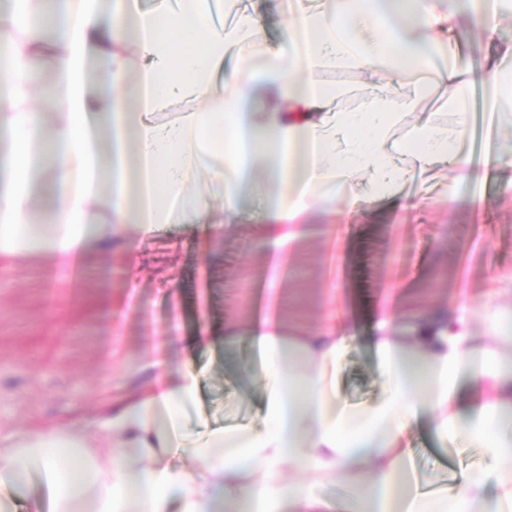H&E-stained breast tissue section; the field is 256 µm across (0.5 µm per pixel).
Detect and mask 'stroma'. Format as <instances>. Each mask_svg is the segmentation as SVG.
I'll use <instances>...</instances> for the list:
<instances>
[{
	"label": "stroma",
	"mask_w": 512,
	"mask_h": 512,
	"mask_svg": "<svg viewBox=\"0 0 512 512\" xmlns=\"http://www.w3.org/2000/svg\"><path fill=\"white\" fill-rule=\"evenodd\" d=\"M461 54L483 62L512 44V17L487 39L469 17L458 20ZM320 79L348 87L343 108L357 109L372 84L329 64ZM512 167L486 181L457 179L430 168L396 198H368L352 222L340 212L314 213L302 242L281 271L286 301L269 304L273 254L258 248L252 221L225 225L206 238L193 224H170L142 237L134 227L84 251L61 275L50 256L31 249L0 253V436L53 423L95 431L114 406L145 392L151 355L171 367L191 363L205 373L199 419L211 427L260 423L261 388L230 369L240 349L199 345L200 329L215 335L272 313L297 332L329 309L348 314L356 339L336 377L341 399L361 406L385 386L368 341L374 314L392 310L409 326L417 313L436 319L453 302L491 301L512 316ZM135 242L126 253L123 238ZM456 252H449V243ZM408 445L409 469L451 489L462 471L491 467L482 449L449 446L428 419Z\"/></svg>",
	"instance_id": "35a3bbf8"
}]
</instances>
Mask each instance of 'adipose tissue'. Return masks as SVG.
<instances>
[{"label":"adipose tissue","mask_w":512,"mask_h":512,"mask_svg":"<svg viewBox=\"0 0 512 512\" xmlns=\"http://www.w3.org/2000/svg\"><path fill=\"white\" fill-rule=\"evenodd\" d=\"M32 0H13L0 19V43L12 53L0 69V130L9 138L0 173V252L34 247L57 267H74L93 242L134 225L144 235L182 221L220 233L242 219L241 198L258 191L251 173L265 162L269 186L260 194L259 243L285 255L297 222L342 203L345 217L363 196L396 195L432 165L461 178L477 176L461 150L476 86L512 108V78L498 63L460 56L459 15L494 35L512 0L486 13L470 0H324L309 9L295 0L283 49L262 36L261 17L242 0H223L226 24L211 20L212 0H174L171 8L136 11L114 0H63L60 11L33 15ZM236 63L224 68L225 57ZM40 60L65 82L44 124L31 104L26 66ZM99 66L95 85L87 61ZM375 78L373 93L354 111L338 106L342 88L317 77L324 62ZM434 74L440 101L457 119L432 122L422 78ZM177 97L201 107L172 126L154 124ZM417 123L408 141L386 130L398 111ZM224 184L219 216L208 199L188 197L197 158ZM46 175L59 193L53 223L33 224L31 184ZM106 207V223L98 209ZM481 316L475 334L470 316ZM353 338L343 315L329 314L301 336L273 318L228 330L254 357L261 382V425L213 428L192 442L193 467L176 446L196 413L200 375L171 371L156 360L148 391L121 404L91 434L64 425L6 437L0 486L23 484L35 471L51 486L52 512H512V320L489 304L460 308L441 326L422 324L406 338L394 313L382 311L372 344L386 394L353 408L336 392V370ZM428 416L448 442L484 449L493 464L465 472L448 494L413 488L408 440ZM343 477L350 491L321 496Z\"/></svg>","instance_id":"obj_1"}]
</instances>
